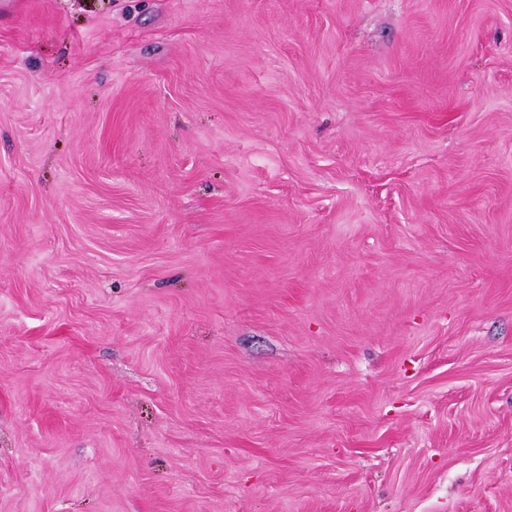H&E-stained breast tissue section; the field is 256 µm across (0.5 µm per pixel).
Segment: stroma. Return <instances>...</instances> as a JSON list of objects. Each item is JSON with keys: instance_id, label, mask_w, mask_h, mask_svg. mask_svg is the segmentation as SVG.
Segmentation results:
<instances>
[{"instance_id": "35a3bbf8", "label": "stroma", "mask_w": 512, "mask_h": 512, "mask_svg": "<svg viewBox=\"0 0 512 512\" xmlns=\"http://www.w3.org/2000/svg\"><path fill=\"white\" fill-rule=\"evenodd\" d=\"M0 512H512V0H0Z\"/></svg>"}]
</instances>
